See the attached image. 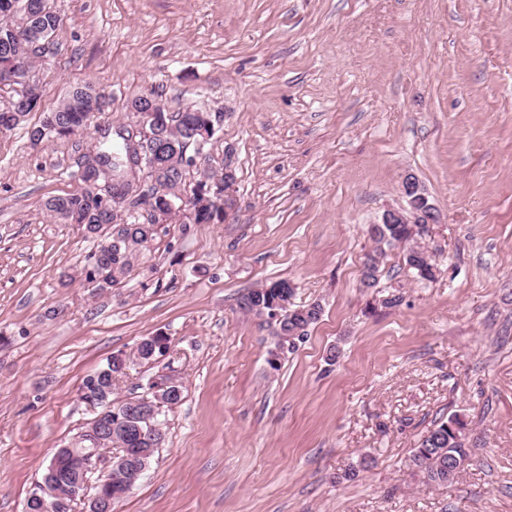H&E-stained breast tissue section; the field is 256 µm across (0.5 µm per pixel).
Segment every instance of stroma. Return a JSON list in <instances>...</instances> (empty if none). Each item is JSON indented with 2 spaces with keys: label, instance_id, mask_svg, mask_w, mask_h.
Instances as JSON below:
<instances>
[{
  "label": "stroma",
  "instance_id": "1",
  "mask_svg": "<svg viewBox=\"0 0 512 512\" xmlns=\"http://www.w3.org/2000/svg\"><path fill=\"white\" fill-rule=\"evenodd\" d=\"M50 3L40 109L0 130V512L92 418L83 378L157 334L171 356L131 364L112 401L169 371L183 399L114 512H512V0ZM78 85L104 126L147 92L219 115L204 153L235 174L228 218L173 216L105 290L81 276L95 240L45 208L84 189L96 131L28 139ZM409 173L440 216L436 278L393 246L362 288ZM278 279L323 313L273 371L277 324L238 301ZM453 414L470 460L427 484L410 456Z\"/></svg>",
  "mask_w": 512,
  "mask_h": 512
}]
</instances>
